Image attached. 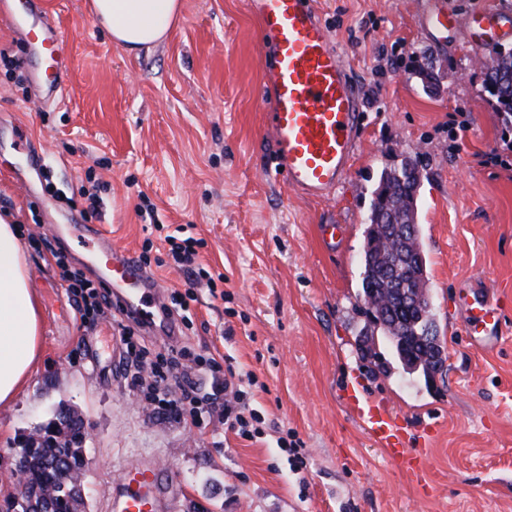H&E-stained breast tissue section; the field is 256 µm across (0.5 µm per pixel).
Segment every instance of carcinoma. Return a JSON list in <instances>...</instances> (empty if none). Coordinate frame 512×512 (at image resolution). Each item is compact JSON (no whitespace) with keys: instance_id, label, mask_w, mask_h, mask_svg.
Segmentation results:
<instances>
[{"instance_id":"cac0c4a2","label":"carcinoma","mask_w":512,"mask_h":512,"mask_svg":"<svg viewBox=\"0 0 512 512\" xmlns=\"http://www.w3.org/2000/svg\"><path fill=\"white\" fill-rule=\"evenodd\" d=\"M484 88L494 111L512 129V48L499 45L490 50ZM422 177V168L410 160L380 172L366 217L361 275L363 303L388 339L395 361L408 374L424 375L432 349L429 341L438 331L417 222ZM83 442L82 420L72 411L22 448L28 485L54 491L51 512H85V500L73 494L72 485H63L46 462L49 454L72 461L75 480H81ZM0 512H39L38 500L21 492Z\"/></svg>"}]
</instances>
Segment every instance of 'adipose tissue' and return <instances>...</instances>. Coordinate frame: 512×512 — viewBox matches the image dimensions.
I'll return each mask as SVG.
<instances>
[{
    "instance_id": "obj_1",
    "label": "adipose tissue",
    "mask_w": 512,
    "mask_h": 512,
    "mask_svg": "<svg viewBox=\"0 0 512 512\" xmlns=\"http://www.w3.org/2000/svg\"><path fill=\"white\" fill-rule=\"evenodd\" d=\"M180 0H89V11L112 41L129 51L162 42L174 28ZM40 303L28 285L19 230L0 217V403L27 384L41 356Z\"/></svg>"
}]
</instances>
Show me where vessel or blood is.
Segmentation results:
<instances>
[{
  "instance_id": "vessel-or-blood-1",
  "label": "vessel or blood",
  "mask_w": 512,
  "mask_h": 512,
  "mask_svg": "<svg viewBox=\"0 0 512 512\" xmlns=\"http://www.w3.org/2000/svg\"><path fill=\"white\" fill-rule=\"evenodd\" d=\"M260 22V50L265 82L271 92L268 130L274 146L275 174L290 192L322 199L347 178L365 127L361 96L341 48L331 41L315 0H247ZM0 17L24 38L42 61L34 79L36 96L45 104L61 102L69 70L58 52L64 33L42 11L38 0H0ZM112 262V286L119 311L143 325H158L172 337L168 322H156L147 300L158 297L154 274L128 253L106 251ZM500 295L479 292L461 311L460 328L470 344L497 347L503 336ZM347 403L370 438L398 467L423 475L425 459L411 452V437L391 409L351 386ZM175 488L169 470L154 462L128 463L112 480L108 512H173Z\"/></svg>"
}]
</instances>
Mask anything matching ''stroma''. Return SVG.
I'll use <instances>...</instances> for the list:
<instances>
[{
    "instance_id": "stroma-1",
    "label": "stroma",
    "mask_w": 512,
    "mask_h": 512,
    "mask_svg": "<svg viewBox=\"0 0 512 512\" xmlns=\"http://www.w3.org/2000/svg\"><path fill=\"white\" fill-rule=\"evenodd\" d=\"M177 28L151 50L112 43L86 0H43L67 34L73 69L64 100L37 101L41 67L30 44L0 21V215L21 230L29 284L41 303L36 371L0 404V500L19 491L18 450L59 406L83 420L87 512H107L112 479L129 461L171 471L177 512H512V314L496 350L459 329L472 281L512 297V170L492 161L502 129L483 88L485 45L466 28L433 39L427 0H316L345 53L365 105L352 170L323 200H303L268 170L270 91L259 24L246 0H181ZM451 14L494 7L512 47V0H443ZM427 48L434 89L416 75ZM425 167L418 222L433 312L447 361L435 382L401 369L372 371L356 352L370 328L358 305L371 192L383 168ZM94 172L100 204L83 195ZM184 225L200 259L224 273V297L197 292L183 345L233 356L253 373L248 402L266 418L253 441L205 417L202 430L164 422L134 395L111 323L82 321L60 281L64 254L104 292L112 276L100 251L69 235L102 228L113 248L140 255L149 236L138 209ZM340 225L335 242L318 227ZM411 427L426 455L423 479L390 461L347 404L346 386ZM290 428L304 443L305 475L277 446Z\"/></svg>"
}]
</instances>
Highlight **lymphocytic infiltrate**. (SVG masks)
Returning a JSON list of instances; mask_svg holds the SVG:
<instances>
[{
  "label": "lymphocytic infiltrate",
  "instance_id": "lymphocytic-infiltrate-1",
  "mask_svg": "<svg viewBox=\"0 0 512 512\" xmlns=\"http://www.w3.org/2000/svg\"><path fill=\"white\" fill-rule=\"evenodd\" d=\"M164 241L169 246L168 258L152 260L143 254L139 261L145 266L153 262L161 267L170 259L184 274L189 288L175 296L174 305L181 311V322L186 325L190 322V304L196 299L194 286L203 284L213 292L224 276L210 272L199 262L200 239L181 235L176 230L166 234ZM56 264L61 281L71 290L80 311L87 315H104L111 311L110 295L98 294L95 287L72 271L64 259H57ZM115 327L126 347L133 382L140 385L144 400L154 412L185 429L193 430L202 426L199 419L201 411L213 407L219 409L227 429L239 438L250 441L261 435L265 417L246 406L244 374L237 368L233 357H225L220 362L213 357L206 359L197 356L189 348L174 346L152 355L134 341L132 326L119 321Z\"/></svg>",
  "mask_w": 512,
  "mask_h": 512
}]
</instances>
